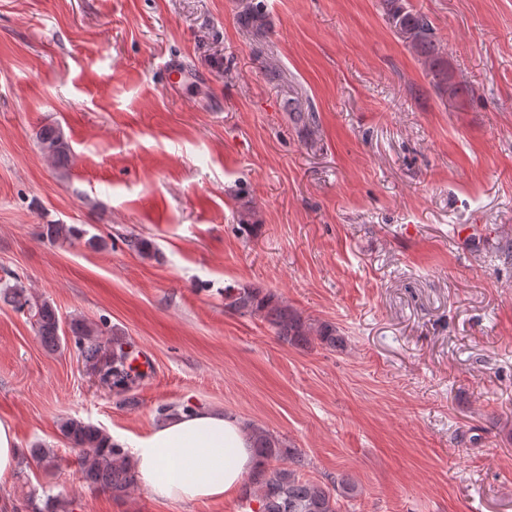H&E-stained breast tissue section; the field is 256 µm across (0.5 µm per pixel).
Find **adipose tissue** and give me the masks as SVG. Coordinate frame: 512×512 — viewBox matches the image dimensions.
<instances>
[{
  "instance_id": "ef3b65f1",
  "label": "adipose tissue",
  "mask_w": 512,
  "mask_h": 512,
  "mask_svg": "<svg viewBox=\"0 0 512 512\" xmlns=\"http://www.w3.org/2000/svg\"><path fill=\"white\" fill-rule=\"evenodd\" d=\"M131 446L139 481L160 501L223 498L255 465L242 423L204 406L160 421Z\"/></svg>"
}]
</instances>
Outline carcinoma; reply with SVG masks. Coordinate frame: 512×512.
<instances>
[{"label": "carcinoma", "mask_w": 512, "mask_h": 512, "mask_svg": "<svg viewBox=\"0 0 512 512\" xmlns=\"http://www.w3.org/2000/svg\"><path fill=\"white\" fill-rule=\"evenodd\" d=\"M389 22L397 36L423 59L433 83L448 84V67L442 56L435 27L430 18L414 9L408 0H382ZM238 22L257 33L269 26L262 0H241ZM38 145L45 157L55 164L69 161L70 147L61 129L44 125L37 133ZM47 238L55 240L86 239L93 250L100 247L97 236L74 224L44 225ZM5 286V295L18 310L32 313L38 336L44 346L55 351L61 346L63 327H68L83 362L101 366L100 382L117 394L139 387L147 374L134 367L138 351L123 336H114L111 347L102 344L103 330L83 318L63 323L56 308L47 301H33L19 277ZM224 306L243 316L258 317L266 322L277 338L291 346L307 347L318 343L329 349L343 346L336 326L313 323L263 288L227 289ZM256 466L244 485L243 500L250 512H340L339 501L356 495L355 485L346 476L328 483L305 477L298 471L300 455L276 435L255 424H247ZM61 432L74 447L80 449L81 475L90 488L114 493L126 492L137 484V475L130 455L121 446L106 445L108 435L99 427L78 419H67ZM71 502L53 495L41 499L35 493L25 495L23 507L31 512H69Z\"/></svg>", "instance_id": "cac0c4a2"}]
</instances>
